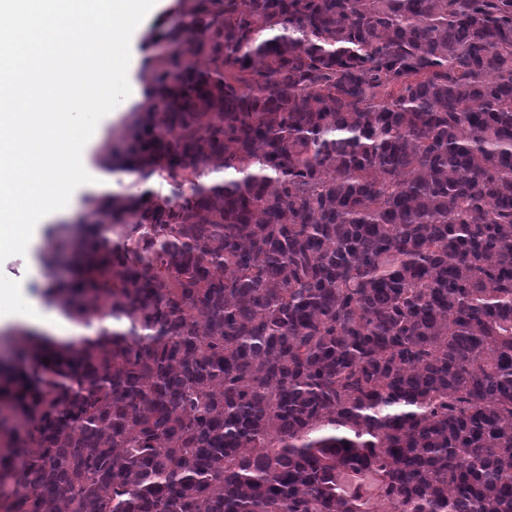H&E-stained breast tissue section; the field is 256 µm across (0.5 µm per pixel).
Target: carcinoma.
Here are the masks:
<instances>
[{"label": "carcinoma", "mask_w": 512, "mask_h": 512, "mask_svg": "<svg viewBox=\"0 0 512 512\" xmlns=\"http://www.w3.org/2000/svg\"><path fill=\"white\" fill-rule=\"evenodd\" d=\"M181 2L0 512H512V0Z\"/></svg>", "instance_id": "obj_1"}]
</instances>
